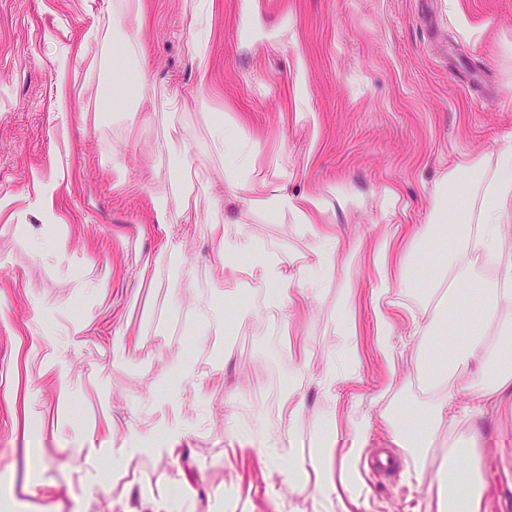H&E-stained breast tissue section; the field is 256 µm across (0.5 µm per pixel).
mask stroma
<instances>
[{
  "label": "stroma",
  "instance_id": "obj_1",
  "mask_svg": "<svg viewBox=\"0 0 512 512\" xmlns=\"http://www.w3.org/2000/svg\"><path fill=\"white\" fill-rule=\"evenodd\" d=\"M126 0H0V485L16 512H146L145 492L175 495V512H341L316 484L292 489L288 472L311 469L308 434L328 407L318 385L327 359L349 358L355 376L337 392L340 407L369 402L372 428L348 426L340 448H388L400 462L387 476L358 469L365 497L352 512H436V491L416 480L415 460L382 423L423 398L418 383L387 391L388 371L374 346L373 282L368 259L338 262L318 295L284 317L265 289L243 273L212 283L221 263L208 224L210 207L254 234L289 273L314 259L315 239L291 216L251 209L225 186L227 161L211 146V129L240 125L259 167L282 165L292 196L322 198L319 223L342 244H367L386 224H425L434 183L457 163L494 172L512 143V0H258L259 28L243 21L241 0H142L143 13H122ZM137 34L148 68L142 106L114 112L106 90L118 66L106 40L112 16ZM205 14V24H191ZM292 26L296 39L278 32ZM208 43L211 81L199 85L191 37ZM86 42L71 65L75 95L59 107L56 62ZM184 100L197 215L182 229L184 256L196 272L179 279L152 199L178 198L174 165L162 151L171 98ZM303 99L305 120L294 118ZM117 155L124 167L107 171ZM343 185L351 203L330 188ZM54 186L51 210L33 208L38 188ZM100 283L85 284L83 259ZM356 309L355 348H336V307L347 289ZM410 307L395 330L398 375L414 371L415 323L434 302L395 292ZM122 333L125 353L112 347ZM38 337L50 355L66 346L68 369L53 361L30 371L23 341ZM206 387L205 399L194 394ZM180 388V412H151ZM305 408L295 424L281 414L288 389ZM141 430L183 427L179 450L165 435L128 451L125 423ZM489 484L488 512H512V419L478 425ZM39 449L53 487L29 490L26 451ZM74 448L89 456L71 458ZM120 457H113V449ZM191 487L188 498L177 491Z\"/></svg>",
  "mask_w": 512,
  "mask_h": 512
}]
</instances>
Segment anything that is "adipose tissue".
<instances>
[{
    "mask_svg": "<svg viewBox=\"0 0 512 512\" xmlns=\"http://www.w3.org/2000/svg\"><path fill=\"white\" fill-rule=\"evenodd\" d=\"M213 146L234 156L249 171L248 176L230 181V190L271 216L292 214L316 239L313 262L293 276L255 236L221 219L213 221L212 230L220 234L224 249L225 276L238 273L242 270L240 258H249L244 270L254 282L268 288L271 304L295 309L305 292L318 290L324 271L340 256L335 236L314 222L318 201L288 195L280 183V168L263 177L252 175V155L245 144L230 141L223 126L215 127ZM449 184L477 187L482 192L478 210H463L459 223L453 225L448 222L445 192ZM434 201L429 223L411 230L400 224L387 225L369 245L375 344L392 369L396 366L392 337L402 309L390 295L397 289L415 287L411 268L423 252L449 241L454 244L432 277H451L457 287L423 327L416 353L415 365L425 376L427 396L411 419L387 416L383 422L416 460H426L434 448L447 449L448 456L433 477L436 512H486L487 484L475 422L512 411V251L503 245L506 232L512 230V145L500 153L493 176H486L479 165L457 164L444 184L437 186ZM475 254L494 264L487 288L476 299L464 289L465 283L482 276L471 261ZM352 373V368L332 363L325 367L319 384L332 407L309 436L313 469L293 472L290 479L298 487L316 479L326 495L340 493L355 502L365 491L357 467L362 451L337 447L336 432L345 424L355 435H362L371 428L372 419L364 403L347 410L335 403L337 389Z\"/></svg>",
    "mask_w": 512,
    "mask_h": 512,
    "instance_id": "obj_1",
    "label": "adipose tissue"
}]
</instances>
